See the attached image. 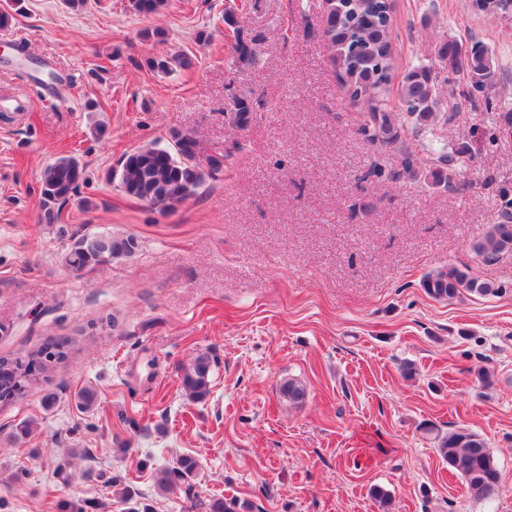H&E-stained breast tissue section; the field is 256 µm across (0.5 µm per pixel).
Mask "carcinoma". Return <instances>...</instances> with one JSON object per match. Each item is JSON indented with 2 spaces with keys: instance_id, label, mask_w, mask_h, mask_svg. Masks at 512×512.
Wrapping results in <instances>:
<instances>
[{
  "instance_id": "carcinoma-1",
  "label": "carcinoma",
  "mask_w": 512,
  "mask_h": 512,
  "mask_svg": "<svg viewBox=\"0 0 512 512\" xmlns=\"http://www.w3.org/2000/svg\"><path fill=\"white\" fill-rule=\"evenodd\" d=\"M474 7L483 12L503 14L512 10V0H474ZM323 35L330 51V58L342 85L351 98L370 104L361 124V132L372 143L394 146L402 143L404 128L400 115L372 105L376 93L387 84L393 65L391 40L390 0H326ZM225 30L234 40L233 63L252 66L259 53L253 41L238 35L234 13H224ZM448 56L466 72L476 89L491 87L495 71L487 51L473 48L462 51L456 44L448 46ZM436 76L425 67L409 70L402 81L400 97L405 112L415 121L414 134L436 115ZM225 112L240 127L247 126L255 112L253 102L233 97ZM168 148L149 145L127 154L122 161L120 187L128 196L147 203L160 202L166 209H174L193 196L205 177L224 170V158L210 157L201 160L197 142L188 133L173 130ZM436 170L431 172L434 184L454 187L456 159L447 151L436 152ZM418 170L411 153L403 151L401 171L394 178L415 179ZM83 178V167L73 157H62L45 168L41 177L43 220L47 224L56 219L55 206L68 202L74 196ZM502 204L497 223L475 242L473 249L485 261L504 252H512V199L509 191L501 194ZM138 249L132 236H115L110 233L83 236L76 239L64 257L67 268L80 272L100 264V259L111 261L128 257ZM424 293L435 300H451L467 292L477 296L496 295L501 287L479 279L470 267L448 264L425 275L420 283ZM41 350H33L23 357L10 361L0 360V403H13L20 392L19 386L28 378L47 380L49 365L39 362ZM210 358L201 355L183 370L181 387L191 397L203 399L209 393ZM282 396L297 404L306 396V387L290 378L280 386ZM437 452L448 468L464 482L476 500H486L497 495L502 484V474L485 439L466 427H457L448 434L437 437ZM197 461L191 456L179 458L175 465L162 471L157 488L170 492L180 485H190L196 476ZM252 505L236 499H214L209 512H251Z\"/></svg>"
}]
</instances>
